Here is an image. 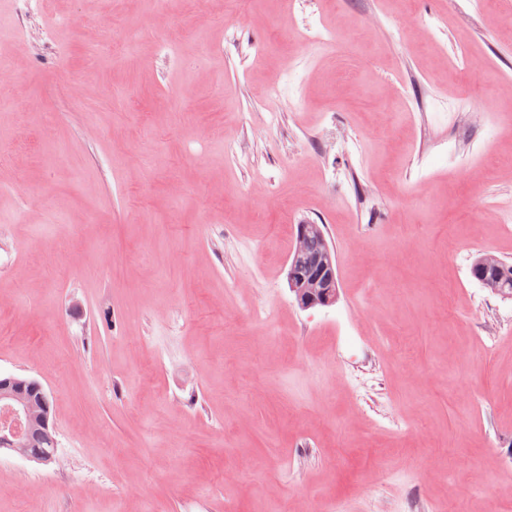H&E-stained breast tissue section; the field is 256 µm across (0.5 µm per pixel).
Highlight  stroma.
I'll return each instance as SVG.
<instances>
[{
	"label": "stroma",
	"mask_w": 512,
	"mask_h": 512,
	"mask_svg": "<svg viewBox=\"0 0 512 512\" xmlns=\"http://www.w3.org/2000/svg\"><path fill=\"white\" fill-rule=\"evenodd\" d=\"M39 13L52 47L0 0V372L42 382L57 448L0 453V512H512V299L470 273L512 263L500 0ZM301 223L327 308L288 287ZM295 36L313 47H324L338 42L337 30L314 27L296 32ZM287 279L297 305L303 310L327 307L336 301V258L317 225L296 227Z\"/></svg>",
	"instance_id": "stroma-1"
}]
</instances>
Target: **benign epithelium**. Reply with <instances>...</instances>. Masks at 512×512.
<instances>
[{
    "label": "benign epithelium",
    "mask_w": 512,
    "mask_h": 512,
    "mask_svg": "<svg viewBox=\"0 0 512 512\" xmlns=\"http://www.w3.org/2000/svg\"><path fill=\"white\" fill-rule=\"evenodd\" d=\"M478 269L482 285L504 298H512L498 287L502 272L498 257L482 255ZM287 279L297 305L303 310L327 307L336 301L339 290L336 258L317 225L296 227ZM0 404L11 413L10 420L0 423V451L8 450L38 464L51 463L53 455L33 451L22 440L27 428L38 429L48 439L55 436L53 405L43 384L34 377L0 374Z\"/></svg>",
    "instance_id": "7a95c632"
}]
</instances>
